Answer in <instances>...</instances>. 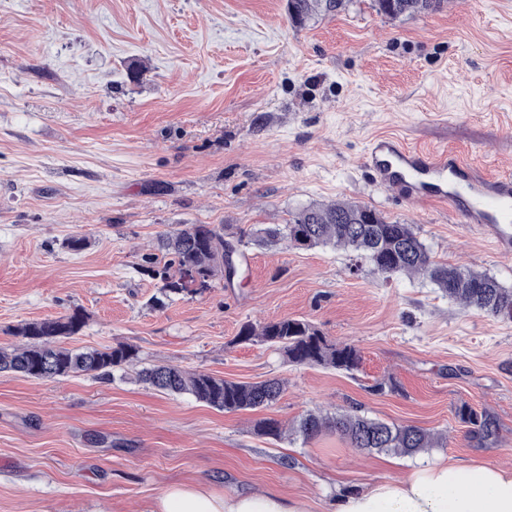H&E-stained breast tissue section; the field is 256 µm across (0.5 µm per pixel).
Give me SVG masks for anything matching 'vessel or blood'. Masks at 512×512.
<instances>
[{"mask_svg":"<svg viewBox=\"0 0 512 512\" xmlns=\"http://www.w3.org/2000/svg\"><path fill=\"white\" fill-rule=\"evenodd\" d=\"M363 163L377 187L406 203L445 207L457 223L490 236L498 255L512 257L511 173H489L445 148L418 151L388 134L368 144Z\"/></svg>","mask_w":512,"mask_h":512,"instance_id":"b4317fda","label":"vessel or blood"}]
</instances>
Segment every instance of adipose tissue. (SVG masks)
<instances>
[{
    "label": "adipose tissue",
    "mask_w": 512,
    "mask_h": 512,
    "mask_svg": "<svg viewBox=\"0 0 512 512\" xmlns=\"http://www.w3.org/2000/svg\"><path fill=\"white\" fill-rule=\"evenodd\" d=\"M158 512H309L276 493L218 495L174 487ZM334 512H512V469L423 462L403 479H383L339 497Z\"/></svg>",
    "instance_id": "obj_1"
}]
</instances>
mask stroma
<instances>
[{"mask_svg":"<svg viewBox=\"0 0 512 512\" xmlns=\"http://www.w3.org/2000/svg\"><path fill=\"white\" fill-rule=\"evenodd\" d=\"M512 173V0H449L389 19L372 0L294 25L287 0H0V347L24 323L79 310L73 349L139 362L34 379L0 374V512H157L172 487L272 491L333 512L337 497L419 462L512 467V320L464 311L423 278L352 270L330 248L246 249L244 288L162 298L145 269L160 235L226 239L316 201L412 224L435 262L512 287V258L431 205L375 187L377 134ZM81 234L80 252L66 246ZM311 321L354 345L357 370L295 366L244 323ZM284 381L272 406L227 413L167 395L140 369ZM395 391L377 394L380 380ZM487 415L477 435L461 403ZM354 409L445 434L413 456L258 436L260 419Z\"/></svg>","mask_w":512,"mask_h":512,"instance_id":"35a3bbf8","label":"stroma"}]
</instances>
